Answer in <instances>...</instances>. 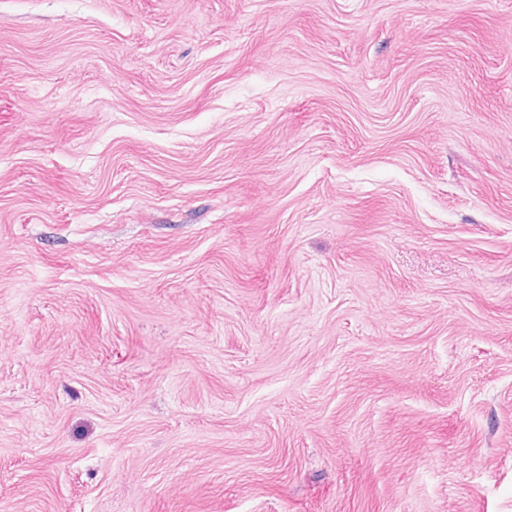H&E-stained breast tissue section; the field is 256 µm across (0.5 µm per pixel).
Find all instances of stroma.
I'll list each match as a JSON object with an SVG mask.
<instances>
[{
	"mask_svg": "<svg viewBox=\"0 0 512 512\" xmlns=\"http://www.w3.org/2000/svg\"><path fill=\"white\" fill-rule=\"evenodd\" d=\"M0 512H512V0H0Z\"/></svg>",
	"mask_w": 512,
	"mask_h": 512,
	"instance_id": "stroma-1",
	"label": "stroma"
}]
</instances>
